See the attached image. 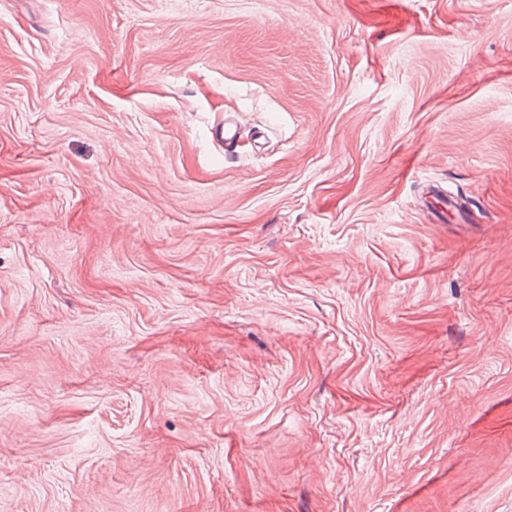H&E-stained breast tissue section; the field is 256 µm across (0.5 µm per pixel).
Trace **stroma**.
Here are the masks:
<instances>
[{"label": "stroma", "instance_id": "1", "mask_svg": "<svg viewBox=\"0 0 512 512\" xmlns=\"http://www.w3.org/2000/svg\"><path fill=\"white\" fill-rule=\"evenodd\" d=\"M0 512H512V0H0Z\"/></svg>", "mask_w": 512, "mask_h": 512}]
</instances>
